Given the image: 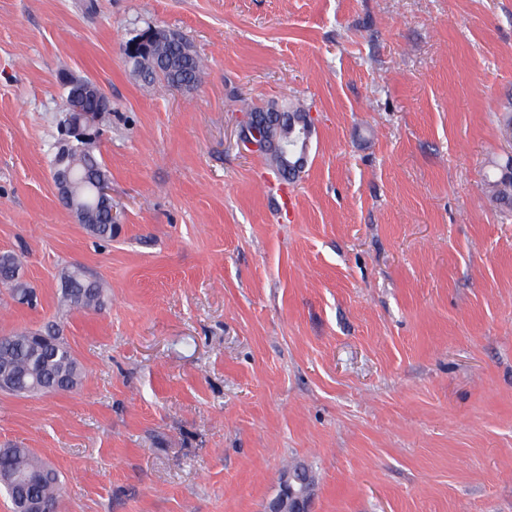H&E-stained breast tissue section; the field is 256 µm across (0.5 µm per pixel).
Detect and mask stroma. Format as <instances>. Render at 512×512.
Returning <instances> with one entry per match:
<instances>
[{"label": "stroma", "mask_w": 512, "mask_h": 512, "mask_svg": "<svg viewBox=\"0 0 512 512\" xmlns=\"http://www.w3.org/2000/svg\"><path fill=\"white\" fill-rule=\"evenodd\" d=\"M205 64L144 83L126 46ZM112 101V240L59 201L63 75ZM512 0H0V336L58 324L71 391L0 392V448L59 475L60 512H264L291 463L312 512H512ZM300 105L282 178L241 141ZM106 288L60 304L66 269ZM148 55L129 57L133 70L148 84L161 80L184 88L199 82L201 63L190 43L180 34L155 30ZM304 111L300 108H295L293 110H286L282 112H274L275 113V121H277L280 125V139L286 138L288 135V142L296 140L298 137V128L294 132H290V128L288 127V131L284 128L288 126V123L295 116L301 117L304 115V119L300 121V124L303 125V128L300 131V134L304 138V145L301 154L300 160L297 162L296 166L298 167L301 164H304L307 155V146H308V138L311 130V122L308 114H304ZM486 190L495 201L512 204V158L486 176ZM21 262L17 255L4 253L0 255V284L8 285L12 295L21 303L30 304L36 299L34 288L19 277Z\"/></svg>", "instance_id": "stroma-1"}]
</instances>
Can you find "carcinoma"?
Wrapping results in <instances>:
<instances>
[{"label":"carcinoma","mask_w":512,"mask_h":512,"mask_svg":"<svg viewBox=\"0 0 512 512\" xmlns=\"http://www.w3.org/2000/svg\"><path fill=\"white\" fill-rule=\"evenodd\" d=\"M133 70L142 80L151 84L157 80L169 85L186 88L199 82L201 63L190 43L180 34L166 30L154 31L149 54L129 58ZM303 110L295 108L275 112V121L280 125V137L293 141L298 132L286 130L292 118L302 116ZM66 164L72 167L78 188L73 199L65 207L74 212L84 228L97 239L112 238V224L108 220V206L95 199L93 185L108 177L107 170L99 160L96 147L81 145ZM486 190L494 200L512 204V158L486 176ZM21 262L17 255H0V284L8 285L12 295L21 303L30 304L36 292L19 277ZM103 287L90 278L81 267L68 271L62 285V298L72 308L96 310L101 306ZM0 364L26 387L53 393L70 391L77 387L81 378L80 365L64 339L54 329H37L0 336ZM47 461L33 449L15 446L0 448V474L27 476L28 491L41 501L59 499L60 485L56 474L43 471Z\"/></svg>","instance_id":"1"}]
</instances>
